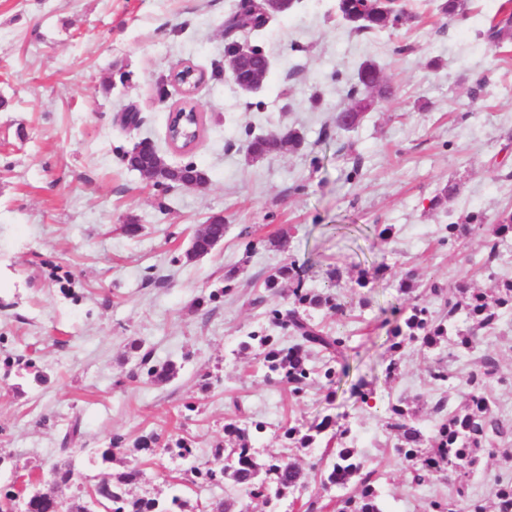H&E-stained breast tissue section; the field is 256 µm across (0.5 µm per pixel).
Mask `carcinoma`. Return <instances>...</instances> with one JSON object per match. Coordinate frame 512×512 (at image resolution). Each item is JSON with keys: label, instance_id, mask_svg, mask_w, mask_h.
I'll return each instance as SVG.
<instances>
[{"label": "carcinoma", "instance_id": "carcinoma-1", "mask_svg": "<svg viewBox=\"0 0 512 512\" xmlns=\"http://www.w3.org/2000/svg\"><path fill=\"white\" fill-rule=\"evenodd\" d=\"M336 15L356 32L378 33L394 26L407 12L398 5L387 4L386 0H336ZM487 38L498 45L511 41L512 14L492 21ZM392 95L381 69L366 61L359 65L357 86L348 90L347 99L352 106L363 99L373 101ZM301 143L298 132L286 130L253 137L247 144V153L254 159H263L287 146L296 149ZM157 173V186L191 184L201 187L208 183L206 172L193 161L176 167L163 161ZM223 225L222 217L210 218L211 235L197 234L189 257L208 253L212 248L210 236L221 234ZM445 231L448 240L454 242L482 233L487 252L485 264L489 266L498 259L499 247L512 236V210L502 212L495 224L485 223L480 214H470L460 222L446 225ZM282 280L292 283L291 307L282 310L275 305L269 309L268 316L271 326L288 331L295 343L284 347L280 337L260 330L248 333L240 347L243 350L257 348L264 377L288 384L299 398L310 383L330 387L336 382L337 365L348 349L347 338L326 331L310 314L312 310L342 311V305L332 295L304 287L292 263L276 268L266 277L264 287L274 293ZM428 295L437 302L440 312L415 299L405 307L391 309L393 320L386 336L391 351L386 372L390 376L400 373L401 353L408 344L418 342L430 352L442 350L445 344L458 352L470 351L478 336L496 332L502 321L512 314L511 279L501 281L492 294L468 285L447 290L433 284ZM315 354L321 356L319 366L312 363ZM139 369L156 383L168 382L178 373L173 362L152 363L149 352L141 355ZM428 375L432 387L449 391L461 389L462 396L450 408L443 397L434 404L437 420L429 432L421 427L409 401L399 399L389 404L382 421L393 442L392 450L407 462L408 481L413 487L425 485L440 474L448 475V495L429 499L426 512H486L482 500L472 492L470 477L486 457L512 458V430L497 415L496 402L488 392L490 382L504 381L499 375L497 360L484 355L479 360V368L467 373H453L438 361ZM263 430L262 423L253 421L225 425L224 444L214 449L211 464L192 471L195 480L191 484L229 479L249 500L261 499L267 504L278 502L300 495L307 488L305 473L292 461L291 453L323 443L325 450L319 460L322 488H344L350 483L356 486L355 492L336 498V512H384L382 482L388 480V473L367 467L354 444L351 426L338 430L336 419L325 414L305 425L290 427L284 431L289 453L261 461L255 445ZM139 448L159 457L170 453L181 457L192 454L190 443L182 438L161 444L157 437L145 436L139 441ZM139 475L138 469L130 468L97 484V493L112 494V512H190L188 500L176 491L163 500L132 496L128 486ZM492 496L493 512H512L511 475L494 477Z\"/></svg>", "mask_w": 512, "mask_h": 512}]
</instances>
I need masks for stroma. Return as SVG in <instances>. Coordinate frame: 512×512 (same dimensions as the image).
Masks as SVG:
<instances>
[{
    "mask_svg": "<svg viewBox=\"0 0 512 512\" xmlns=\"http://www.w3.org/2000/svg\"><path fill=\"white\" fill-rule=\"evenodd\" d=\"M236 4L0 0V490L28 473L51 489L54 467L74 472L64 493L78 498L135 466L131 495L164 497L210 461L228 421L264 422L265 457L282 453L295 420L330 413L352 425L370 465L391 472L386 512H424L448 485L408 484L405 463L385 450L381 416L388 401L405 398L417 401L423 427L433 426L432 355L408 344L400 375L386 379L383 321L405 300V273L422 289L488 290L512 277L510 262L485 265L480 238L442 241L446 224L468 213L490 224L512 210V43L486 38L490 17L512 10V0H463L453 21L418 0L377 34L351 32L336 0H298L249 38L271 64L253 93L211 76ZM366 59L395 93L354 128L337 129ZM181 63L204 74L187 99L204 118L188 152L167 139L168 114L185 100L167 88ZM130 107L135 128L121 121ZM284 129L300 132L301 149L250 159V138ZM144 139L171 165L194 161L208 184L159 187L128 169L123 153ZM449 181L454 197L432 206ZM213 216L224 219L223 240L188 258ZM388 224L392 236H381ZM288 262L306 287L344 305L314 317L349 346L350 369L333 391L316 386L299 402L287 384L264 379L254 351L239 348L242 336L269 327L253 300ZM360 276L366 287H356ZM144 350L154 363L174 362L177 376L165 384L137 376ZM485 352L506 378L493 396L512 407V317L452 367L471 371L473 355ZM361 376L374 390L367 405L350 394ZM74 424L78 454L60 448ZM116 433L122 449L102 460L98 449ZM151 433L188 439L193 456L148 458L138 443Z\"/></svg>",
    "mask_w": 512,
    "mask_h": 512,
    "instance_id": "1",
    "label": "stroma"
}]
</instances>
